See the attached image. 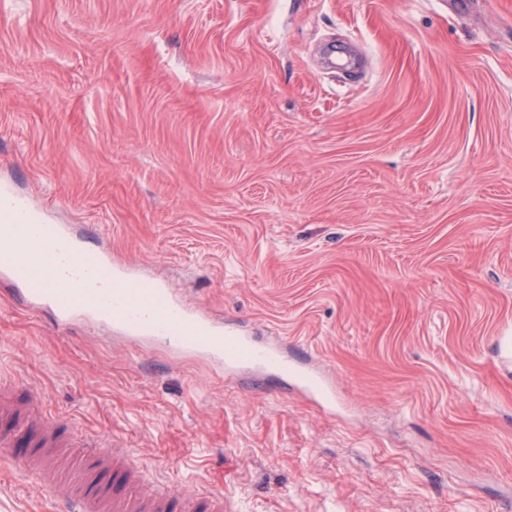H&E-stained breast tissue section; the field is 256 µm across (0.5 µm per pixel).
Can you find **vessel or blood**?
Here are the masks:
<instances>
[{"instance_id": "vessel-or-blood-1", "label": "vessel or blood", "mask_w": 512, "mask_h": 512, "mask_svg": "<svg viewBox=\"0 0 512 512\" xmlns=\"http://www.w3.org/2000/svg\"><path fill=\"white\" fill-rule=\"evenodd\" d=\"M0 234L12 242L0 251V272L25 284L30 306L51 307L61 324L92 318L130 333L148 332L167 346L192 349L218 364L288 369L279 346H261L217 326L158 282L114 273L99 253L75 261L77 243L70 233L55 224H29L22 204L0 212ZM4 390L0 383V420L7 422L0 427V447H16L20 436H29L32 449L21 466L67 512H224L223 495L202 497L144 483L122 449L72 441L39 403L20 415L4 399Z\"/></svg>"}]
</instances>
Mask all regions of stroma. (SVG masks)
<instances>
[{"mask_svg":"<svg viewBox=\"0 0 512 512\" xmlns=\"http://www.w3.org/2000/svg\"><path fill=\"white\" fill-rule=\"evenodd\" d=\"M1 188L333 392L0 274L16 400L229 512H512V0H0Z\"/></svg>","mask_w":512,"mask_h":512,"instance_id":"35a3bbf8","label":"stroma"}]
</instances>
